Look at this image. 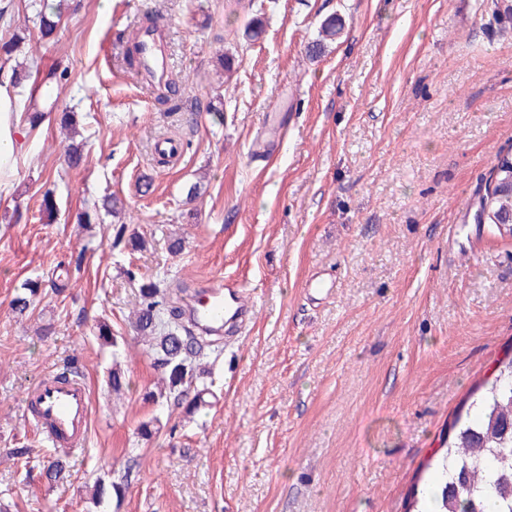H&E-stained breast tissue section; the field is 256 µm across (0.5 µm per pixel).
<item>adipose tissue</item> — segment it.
<instances>
[{
    "instance_id": "1",
    "label": "adipose tissue",
    "mask_w": 512,
    "mask_h": 512,
    "mask_svg": "<svg viewBox=\"0 0 512 512\" xmlns=\"http://www.w3.org/2000/svg\"><path fill=\"white\" fill-rule=\"evenodd\" d=\"M27 127L12 89L0 84V196L8 195L12 189Z\"/></svg>"
}]
</instances>
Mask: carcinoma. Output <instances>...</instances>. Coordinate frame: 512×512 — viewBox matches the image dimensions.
<instances>
[{
	"label": "carcinoma",
	"instance_id": "cac0c4a2",
	"mask_svg": "<svg viewBox=\"0 0 512 512\" xmlns=\"http://www.w3.org/2000/svg\"><path fill=\"white\" fill-rule=\"evenodd\" d=\"M36 23L40 34L50 38L63 17L60 3L37 0ZM68 69L59 65L32 74L16 68L0 74L14 88L33 81L36 88L48 91L61 83ZM474 220L488 224L497 232L512 236V151L497 157L485 190L479 193V206ZM40 289L36 281L27 280L12 300L19 315L33 306ZM141 301L132 311L134 330L148 346L156 367L165 382L159 398L175 403L188 401L197 405L194 392V362L207 349L220 345L192 332L183 320L181 309L160 294L156 284L140 289ZM472 401V415L457 414L441 442V453L434 465L430 485L413 491L411 512H425L419 503L432 498L437 512H512V356L496 365L492 378L477 388ZM68 472L67 458L54 456L43 467L49 482H60Z\"/></svg>",
	"mask_w": 512,
	"mask_h": 512
}]
</instances>
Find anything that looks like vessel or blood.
<instances>
[{
    "label": "vessel or blood",
    "instance_id": "vessel-or-blood-1",
    "mask_svg": "<svg viewBox=\"0 0 512 512\" xmlns=\"http://www.w3.org/2000/svg\"><path fill=\"white\" fill-rule=\"evenodd\" d=\"M164 32L154 28L143 31L144 62L156 78L167 74L161 47ZM198 313L210 334L223 336L232 344L247 330L253 319L254 305L244 289L230 281L207 283ZM25 404L44 440L52 447L71 451L84 446L92 421L91 401L84 385L75 378L52 374L39 380L27 393Z\"/></svg>",
    "mask_w": 512,
    "mask_h": 512
}]
</instances>
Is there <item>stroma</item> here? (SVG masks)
Here are the masks:
<instances>
[{
  "label": "stroma",
  "instance_id": "obj_1",
  "mask_svg": "<svg viewBox=\"0 0 512 512\" xmlns=\"http://www.w3.org/2000/svg\"><path fill=\"white\" fill-rule=\"evenodd\" d=\"M493 2L68 0L44 41L28 0H0L11 15L0 39L23 37L32 69L68 68L58 111L27 131L14 191L0 197V505L404 512L471 390L512 352V237L472 221L512 146V19ZM334 15L342 33L310 55ZM150 16L183 81L174 112L123 63ZM63 109L85 144L77 169ZM161 137L183 146L165 166ZM108 194L122 210L79 223ZM315 270L332 294H305ZM36 278L48 286L18 317L11 300ZM219 279L253 295V324L197 361V409L154 400L160 373L130 323L142 283L189 294ZM116 359L128 382L118 398L106 384ZM73 365L91 431L70 481L52 485L40 470L54 450L27 421L25 394ZM21 447L28 457L7 459ZM98 478L123 483L120 502L93 503Z\"/></svg>",
  "mask_w": 512,
  "mask_h": 512
}]
</instances>
